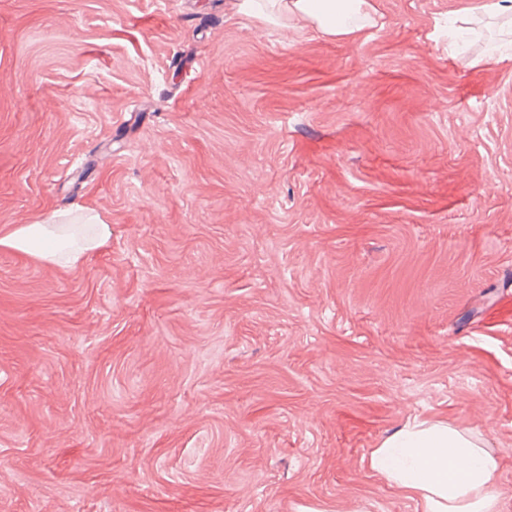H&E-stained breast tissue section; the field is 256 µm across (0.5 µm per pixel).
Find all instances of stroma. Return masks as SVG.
<instances>
[{
  "instance_id": "stroma-1",
  "label": "stroma",
  "mask_w": 512,
  "mask_h": 512,
  "mask_svg": "<svg viewBox=\"0 0 512 512\" xmlns=\"http://www.w3.org/2000/svg\"><path fill=\"white\" fill-rule=\"evenodd\" d=\"M475 0L352 40L234 0H0V512H418L413 416L482 434L512 512V53ZM88 224H62L65 212H52L34 224H19L0 234V246L16 253L62 267H74L102 248L112 235L111 224L99 214L83 209Z\"/></svg>"
}]
</instances>
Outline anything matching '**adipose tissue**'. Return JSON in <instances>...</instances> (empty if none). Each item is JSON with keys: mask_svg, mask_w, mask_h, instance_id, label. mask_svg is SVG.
Returning a JSON list of instances; mask_svg holds the SVG:
<instances>
[{"mask_svg": "<svg viewBox=\"0 0 512 512\" xmlns=\"http://www.w3.org/2000/svg\"><path fill=\"white\" fill-rule=\"evenodd\" d=\"M370 0H241L242 14L264 25L308 26L322 35L353 38L369 19ZM52 212L34 224L0 234V246L62 267H72L102 248L112 227L99 215L65 224ZM367 465L388 485L417 501L420 512H499L500 458L485 439L441 419H412L386 436Z\"/></svg>", "mask_w": 512, "mask_h": 512, "instance_id": "obj_1", "label": "adipose tissue"}]
</instances>
